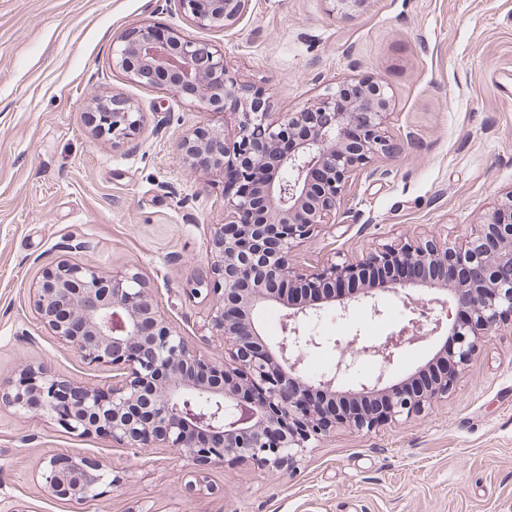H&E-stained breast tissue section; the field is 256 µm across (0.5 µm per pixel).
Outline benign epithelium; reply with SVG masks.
Here are the masks:
<instances>
[{
	"mask_svg": "<svg viewBox=\"0 0 512 512\" xmlns=\"http://www.w3.org/2000/svg\"><path fill=\"white\" fill-rule=\"evenodd\" d=\"M249 0H179L191 21L224 30ZM112 66L131 80L199 99L230 127L202 125L179 143L190 171L235 169L224 184V223L213 227L206 280L213 291L209 324L224 343V363L191 348L166 319L142 275L103 273L60 261L32 283L40 321L83 362L112 368L107 389L77 384L45 363L27 364L0 380V406L26 418L45 416L70 434L104 436L125 449L174 450L197 466L249 460L268 470L298 461L309 445L345 424L370 431L420 413L448 394L485 339L512 326V191L486 215L479 231L457 247L438 239L405 240L331 262L306 274L292 252L336 215L351 172L393 151L385 127L390 96L380 82L359 92L342 79L314 104L281 117L264 90L246 88L224 63V50L157 25L135 26L112 50ZM142 113L114 95L97 107L95 132L124 139ZM293 139L283 152L280 143ZM398 295L410 304L407 324L373 344L355 335L336 342L334 368L305 369L324 341L306 324L323 306L347 315L352 303ZM282 305L281 341L270 346L256 318ZM452 337L444 368L424 388L385 384L399 351ZM362 357L380 366L373 379L345 391L356 401L382 399L362 414L330 417L309 398H336L341 380ZM46 490L63 500L99 495L100 465L53 455L41 473Z\"/></svg>",
	"mask_w": 512,
	"mask_h": 512,
	"instance_id": "1",
	"label": "benign epithelium"
}]
</instances>
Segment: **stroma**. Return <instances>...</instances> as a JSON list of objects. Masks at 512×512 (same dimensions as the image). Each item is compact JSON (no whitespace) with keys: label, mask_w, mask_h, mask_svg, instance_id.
Segmentation results:
<instances>
[{"label":"stroma","mask_w":512,"mask_h":512,"mask_svg":"<svg viewBox=\"0 0 512 512\" xmlns=\"http://www.w3.org/2000/svg\"><path fill=\"white\" fill-rule=\"evenodd\" d=\"M156 24L223 47L242 83L275 112H297L344 78L382 81L394 153L357 171L332 224L294 257L312 270L404 237L460 243L512 191V0H249L224 30L191 23L178 0H0V379L20 362L51 364L86 385L112 371L83 363L34 312L30 283L70 259L102 272L135 267L171 323L201 354L224 349L208 323L212 225L224 178L191 172L182 135L210 120L199 100L138 84L112 66L127 29ZM127 97L140 128L117 142L88 124L95 98ZM350 317L325 306L309 332L324 347L308 372L336 361L334 340L375 342L409 316L401 298ZM53 454L104 465L111 482L84 501L49 495ZM0 512H512V330L484 342L447 398L372 431L346 425L294 468L216 462L195 478L187 458L79 437L0 407Z\"/></svg>","instance_id":"obj_1"}]
</instances>
